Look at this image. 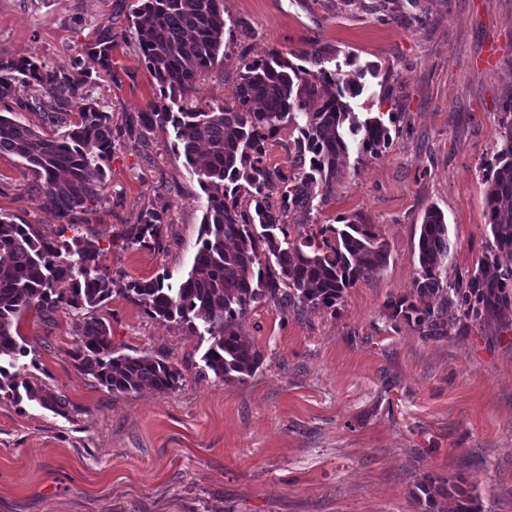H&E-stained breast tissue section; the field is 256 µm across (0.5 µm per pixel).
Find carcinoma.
Segmentation results:
<instances>
[{"mask_svg": "<svg viewBox=\"0 0 512 512\" xmlns=\"http://www.w3.org/2000/svg\"><path fill=\"white\" fill-rule=\"evenodd\" d=\"M227 15L225 0H142L127 17L139 60L158 83L155 101L139 113V122L148 130L172 129L175 153L194 168L207 195L187 273L174 280L166 272L120 287L103 269L94 243L77 235L67 240L62 232L47 238L32 224L0 215V392L7 398L25 396L61 415L69 406L17 366L29 350L14 324L30 310L48 316L65 309L75 317L70 355L82 374L108 391L148 387L167 394L183 379L181 369L165 357L118 352L106 323L93 315L112 294L190 333L204 328L212 339L205 367L218 379L241 380L263 359L241 327L252 303L271 298L296 309L334 312L347 288L386 266L388 244L374 224H322L311 232L288 224L291 215L328 201L356 164L389 145L385 122L350 105L363 92L358 75L339 68L312 73L274 51L243 63L232 105L202 103L200 85L224 53ZM112 47V24L91 33V54L111 80ZM90 83L77 62L50 66L36 55L16 58L0 51V104L7 111L0 113V154L27 163L43 188L44 207L68 228L107 202L104 164L123 134L87 90ZM77 100L83 106L72 124L66 114ZM16 112H41L54 130L43 133L12 118ZM291 124L299 133L295 165L272 171L265 163L267 140ZM501 125V144L484 178L492 237L486 254L448 283V223L439 209L427 210L413 289L387 304L391 317L425 339L445 338L451 327L465 334L493 316L512 317V98ZM273 184L278 196L272 201ZM167 223L164 210L147 207L122 241L158 244ZM452 489L457 485L450 480L426 476L414 498L428 512H445L437 498H448ZM455 512H483L480 497L458 490Z\"/></svg>", "mask_w": 512, "mask_h": 512, "instance_id": "carcinoma-1", "label": "carcinoma"}]
</instances>
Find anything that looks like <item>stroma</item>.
<instances>
[{"instance_id": "1", "label": "stroma", "mask_w": 512, "mask_h": 512, "mask_svg": "<svg viewBox=\"0 0 512 512\" xmlns=\"http://www.w3.org/2000/svg\"><path fill=\"white\" fill-rule=\"evenodd\" d=\"M137 0H0V50L50 65L88 58L89 32L115 18L112 68L92 95L114 123L147 110L157 84L125 22ZM222 62L203 101H233L243 60L283 53L309 71L364 67L357 112L392 141L311 213L291 223L373 224L386 266L348 288L336 311L252 304L242 330L263 361L218 380L210 340L156 321L121 294L96 309L120 352L165 356L179 387L115 395L74 366V318L26 312L25 371L69 402L67 415L0 398V512H419L424 475L458 477L487 512H512V327L424 339L386 308L409 293L425 212L448 220V277L474 268L491 240L484 173L512 95V0H227ZM323 64H316V56ZM174 134L133 126L105 164L108 203L74 227L120 280L186 273L206 195ZM150 204L171 223L161 246H117ZM0 214L45 235L61 226L32 172L0 154Z\"/></svg>"}]
</instances>
